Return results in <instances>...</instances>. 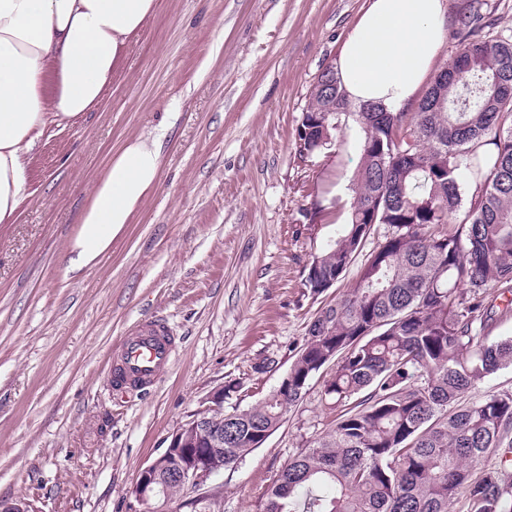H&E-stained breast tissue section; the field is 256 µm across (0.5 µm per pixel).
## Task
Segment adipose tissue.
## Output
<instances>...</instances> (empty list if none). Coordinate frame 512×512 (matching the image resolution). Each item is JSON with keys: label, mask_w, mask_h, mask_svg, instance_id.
<instances>
[{"label": "adipose tissue", "mask_w": 512, "mask_h": 512, "mask_svg": "<svg viewBox=\"0 0 512 512\" xmlns=\"http://www.w3.org/2000/svg\"><path fill=\"white\" fill-rule=\"evenodd\" d=\"M336 61L349 100L412 104L443 44L445 0H367ZM156 0H0V224L27 196L29 154L51 127L97 108ZM160 145L127 142L91 184L74 242L89 266L159 181Z\"/></svg>", "instance_id": "adipose-tissue-1"}]
</instances>
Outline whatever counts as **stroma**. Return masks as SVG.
<instances>
[{"instance_id":"1","label":"stroma","mask_w":512,"mask_h":512,"mask_svg":"<svg viewBox=\"0 0 512 512\" xmlns=\"http://www.w3.org/2000/svg\"><path fill=\"white\" fill-rule=\"evenodd\" d=\"M366 0H157L102 104L30 154L29 196L0 224V500L35 512H132L142 466L216 389L247 409L280 384L318 310L354 278L308 295L300 209L335 192L355 149L299 159L295 133L318 73ZM161 173L130 224L69 270L93 178L136 137ZM165 317L180 339L148 391L119 395L112 351ZM276 370L258 372L264 359ZM325 366L257 449L170 501L169 512H263L264 490L330 430Z\"/></svg>"}]
</instances>
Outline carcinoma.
I'll return each instance as SVG.
<instances>
[{
    "instance_id": "obj_1",
    "label": "carcinoma",
    "mask_w": 512,
    "mask_h": 512,
    "mask_svg": "<svg viewBox=\"0 0 512 512\" xmlns=\"http://www.w3.org/2000/svg\"><path fill=\"white\" fill-rule=\"evenodd\" d=\"M484 0L458 13L459 78L407 112L354 105L337 72L317 75L298 138L308 159L321 137L359 152L346 219L311 255L304 287H333L367 240H381L348 293L321 308L277 388L224 414V462L236 463L276 430L325 365L334 428L299 452L263 493L266 512H512V391L471 393L512 368V336L489 332L512 305V35ZM471 172L462 202L458 177ZM459 214L450 226L448 218ZM320 200L300 210L296 235L325 223Z\"/></svg>"
}]
</instances>
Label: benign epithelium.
<instances>
[{"instance_id":"benign-epithelium-1","label":"benign epithelium","mask_w":512,"mask_h":512,"mask_svg":"<svg viewBox=\"0 0 512 512\" xmlns=\"http://www.w3.org/2000/svg\"><path fill=\"white\" fill-rule=\"evenodd\" d=\"M224 388L214 391L209 405L172 433L168 446L140 471L131 491L135 512H163V479H175L182 489L197 487L224 469V458L210 449L224 444V430L214 425V415L224 412Z\"/></svg>"}]
</instances>
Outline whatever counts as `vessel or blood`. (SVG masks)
<instances>
[{"mask_svg": "<svg viewBox=\"0 0 512 512\" xmlns=\"http://www.w3.org/2000/svg\"><path fill=\"white\" fill-rule=\"evenodd\" d=\"M174 338L167 322L160 317L138 325L117 347L108 370L112 386L142 390L152 387L170 366Z\"/></svg>", "mask_w": 512, "mask_h": 512, "instance_id": "b4317fda", "label": "vessel or blood"}]
</instances>
